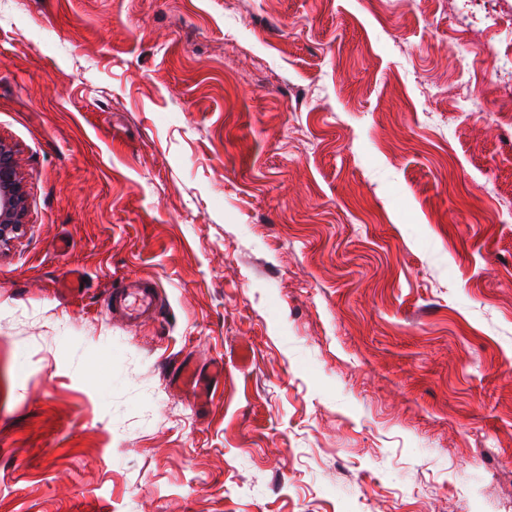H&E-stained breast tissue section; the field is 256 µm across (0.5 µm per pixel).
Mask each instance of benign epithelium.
Returning <instances> with one entry per match:
<instances>
[{
	"label": "benign epithelium",
	"instance_id": "benign-epithelium-1",
	"mask_svg": "<svg viewBox=\"0 0 512 512\" xmlns=\"http://www.w3.org/2000/svg\"><path fill=\"white\" fill-rule=\"evenodd\" d=\"M0 244L20 235L24 229L23 183L14 148L0 139Z\"/></svg>",
	"mask_w": 512,
	"mask_h": 512
}]
</instances>
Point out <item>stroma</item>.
Wrapping results in <instances>:
<instances>
[{
	"instance_id": "stroma-1",
	"label": "stroma",
	"mask_w": 512,
	"mask_h": 512,
	"mask_svg": "<svg viewBox=\"0 0 512 512\" xmlns=\"http://www.w3.org/2000/svg\"><path fill=\"white\" fill-rule=\"evenodd\" d=\"M511 51L512 0H0V512H512ZM24 200L16 152L0 139V246L22 233L25 225ZM160 306L158 289L150 280H135L120 284L112 290V311L136 324L155 315Z\"/></svg>"
}]
</instances>
